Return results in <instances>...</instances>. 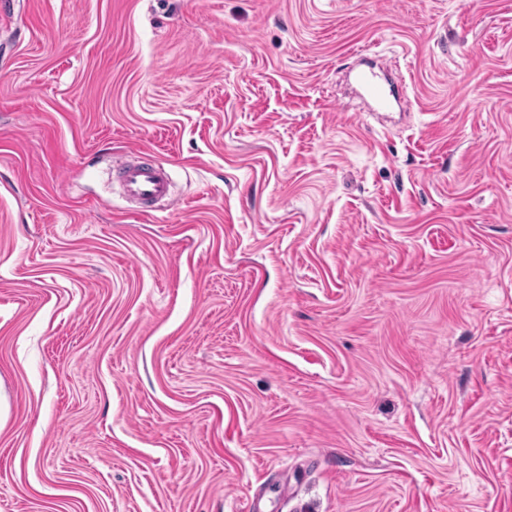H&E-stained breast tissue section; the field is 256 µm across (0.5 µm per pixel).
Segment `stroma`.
<instances>
[{"label": "stroma", "instance_id": "obj_1", "mask_svg": "<svg viewBox=\"0 0 512 512\" xmlns=\"http://www.w3.org/2000/svg\"><path fill=\"white\" fill-rule=\"evenodd\" d=\"M0 512H512V0H0ZM119 173L124 193L145 206L170 194L171 181L162 165L123 162L120 164Z\"/></svg>", "mask_w": 512, "mask_h": 512}]
</instances>
